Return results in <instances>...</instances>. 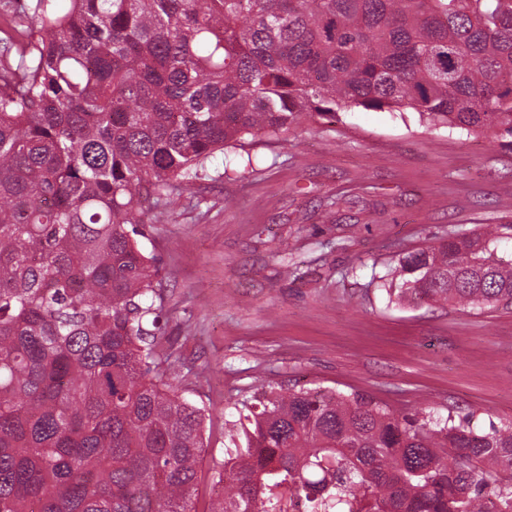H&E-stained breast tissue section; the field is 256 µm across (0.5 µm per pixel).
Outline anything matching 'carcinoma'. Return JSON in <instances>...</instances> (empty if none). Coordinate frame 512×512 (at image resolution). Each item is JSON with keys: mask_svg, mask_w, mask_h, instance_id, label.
<instances>
[{"mask_svg": "<svg viewBox=\"0 0 512 512\" xmlns=\"http://www.w3.org/2000/svg\"><path fill=\"white\" fill-rule=\"evenodd\" d=\"M0 37V512H193L209 408L161 348L143 203L304 116L413 112L512 149V0H15ZM512 224L398 258L408 304L512 309ZM210 512H512V423L273 387Z\"/></svg>", "mask_w": 512, "mask_h": 512, "instance_id": "obj_1", "label": "carcinoma"}]
</instances>
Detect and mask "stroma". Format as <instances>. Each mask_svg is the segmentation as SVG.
Returning <instances> with one entry per match:
<instances>
[{"label": "stroma", "mask_w": 512, "mask_h": 512, "mask_svg": "<svg viewBox=\"0 0 512 512\" xmlns=\"http://www.w3.org/2000/svg\"><path fill=\"white\" fill-rule=\"evenodd\" d=\"M231 155L176 210L148 203L141 241L161 262L180 386L210 408L195 512L224 489L235 403L268 384L455 410L483 431L512 421V309L402 305L391 287L400 251L512 222V150L356 108ZM336 194L354 205L334 225L321 206Z\"/></svg>", "instance_id": "stroma-1"}]
</instances>
